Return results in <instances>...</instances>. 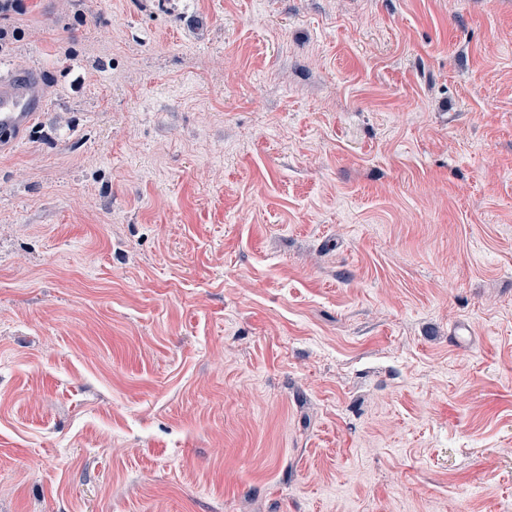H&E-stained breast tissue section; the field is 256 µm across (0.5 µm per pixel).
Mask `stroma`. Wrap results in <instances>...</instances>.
<instances>
[{
    "label": "stroma",
    "mask_w": 512,
    "mask_h": 512,
    "mask_svg": "<svg viewBox=\"0 0 512 512\" xmlns=\"http://www.w3.org/2000/svg\"><path fill=\"white\" fill-rule=\"evenodd\" d=\"M1 27L0 512H512V0ZM44 104V86L36 74L3 77L0 73L1 146L18 142L36 123Z\"/></svg>",
    "instance_id": "1"
}]
</instances>
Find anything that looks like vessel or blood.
<instances>
[{
    "mask_svg": "<svg viewBox=\"0 0 512 512\" xmlns=\"http://www.w3.org/2000/svg\"><path fill=\"white\" fill-rule=\"evenodd\" d=\"M44 104V86L37 75L0 76V144L18 142L36 123Z\"/></svg>",
    "mask_w": 512,
    "mask_h": 512,
    "instance_id": "vessel-or-blood-1",
    "label": "vessel or blood"
}]
</instances>
